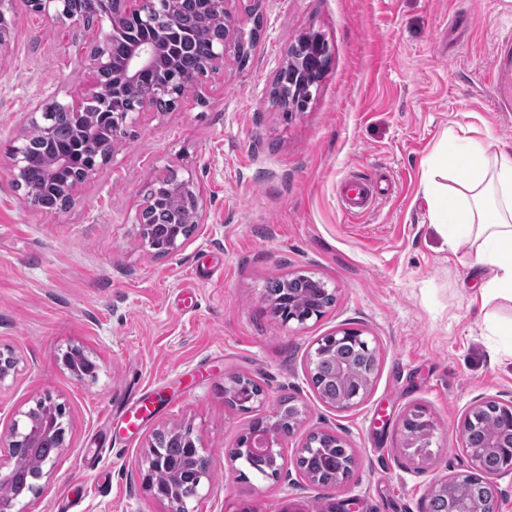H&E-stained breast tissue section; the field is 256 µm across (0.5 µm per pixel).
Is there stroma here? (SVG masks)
I'll return each instance as SVG.
<instances>
[{
  "instance_id": "obj_1",
  "label": "stroma",
  "mask_w": 512,
  "mask_h": 512,
  "mask_svg": "<svg viewBox=\"0 0 512 512\" xmlns=\"http://www.w3.org/2000/svg\"><path fill=\"white\" fill-rule=\"evenodd\" d=\"M239 28L262 21L247 63L226 59L198 94L164 112L136 114L130 135L76 191L45 212L16 188L13 147L31 131L34 104H70L89 80L91 33L62 30L27 0H10L13 34L0 45V351L21 360L0 385V432L44 396L66 403L69 445L39 495L18 512H168L142 483L154 432L187 424L210 461L203 512H428L432 483L466 471L459 425L476 397L512 399V356L473 302L480 281L464 253L430 223L422 163L448 128L490 131L512 148V111L492 107L512 83V0H230ZM324 35L331 63L306 107L270 98L286 49ZM192 180L201 223L172 255L143 247L135 215L146 183L168 171ZM377 191L351 218L344 183ZM335 296L320 319L282 324L264 297L293 272ZM342 327L379 355L364 400L339 411L313 388L314 343ZM70 346L99 358L95 382L58 362ZM257 381L264 402L243 413L224 383ZM155 408L127 431L132 395ZM303 415L284 442L278 478L241 479L229 448L282 396ZM434 426L422 454L403 424ZM336 432L356 458L349 482H308L296 448Z\"/></svg>"
}]
</instances>
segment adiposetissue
Listing matches in <instances>:
<instances>
[{
  "mask_svg": "<svg viewBox=\"0 0 512 512\" xmlns=\"http://www.w3.org/2000/svg\"><path fill=\"white\" fill-rule=\"evenodd\" d=\"M423 193L449 250L470 246L472 268L489 273L476 300L512 303V153L497 150L492 137L448 130L427 162Z\"/></svg>",
  "mask_w": 512,
  "mask_h": 512,
  "instance_id": "1",
  "label": "adipose tissue"
}]
</instances>
